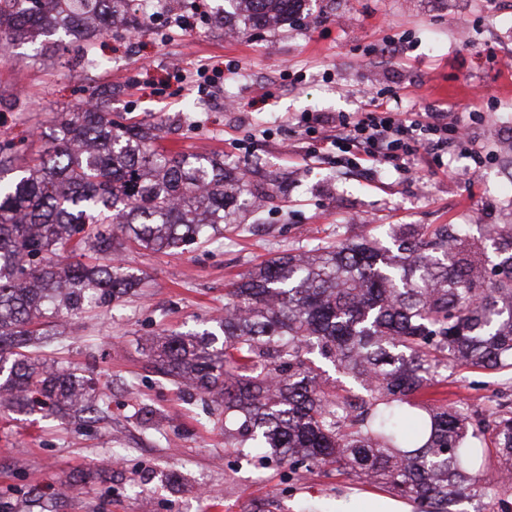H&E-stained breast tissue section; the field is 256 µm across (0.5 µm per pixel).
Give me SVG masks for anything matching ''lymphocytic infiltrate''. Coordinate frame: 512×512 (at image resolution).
Masks as SVG:
<instances>
[{
	"instance_id": "lymphocytic-infiltrate-1",
	"label": "lymphocytic infiltrate",
	"mask_w": 512,
	"mask_h": 512,
	"mask_svg": "<svg viewBox=\"0 0 512 512\" xmlns=\"http://www.w3.org/2000/svg\"><path fill=\"white\" fill-rule=\"evenodd\" d=\"M306 133L346 164L404 169L420 153L443 166L449 145L464 131L446 112H396L377 103L360 112L338 113L317 126L307 125Z\"/></svg>"
}]
</instances>
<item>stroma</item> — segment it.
<instances>
[{"label":"stroma","mask_w":512,"mask_h":512,"mask_svg":"<svg viewBox=\"0 0 512 512\" xmlns=\"http://www.w3.org/2000/svg\"><path fill=\"white\" fill-rule=\"evenodd\" d=\"M223 5L157 0L134 36L97 39L99 66L42 43L0 49V150L42 154L43 132L102 92L115 120L159 123L165 148L247 166L262 200L193 251L128 247L121 260L142 278L134 295L47 318L62 340L34 356L93 373L107 410L86 425L0 407V512H359L392 497L332 467L238 466L223 412L156 374L144 346L222 317L226 288L277 256L399 228L512 224V72L500 68L512 59V0H305L299 20L236 33L215 19ZM173 14L189 31L165 27ZM228 63L212 105L183 91L200 66ZM366 89L397 112L457 114L469 136L447 172L424 154L408 173L306 155L303 115L361 111ZM440 390L473 414L512 407V374L463 371Z\"/></svg>","instance_id":"stroma-1"}]
</instances>
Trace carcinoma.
Listing matches in <instances>:
<instances>
[{
	"label": "carcinoma",
	"mask_w": 512,
	"mask_h": 512,
	"mask_svg": "<svg viewBox=\"0 0 512 512\" xmlns=\"http://www.w3.org/2000/svg\"><path fill=\"white\" fill-rule=\"evenodd\" d=\"M130 0H0V45L54 38L92 52L112 28H137ZM305 0H225L224 23L264 28ZM159 126L120 124L93 95L43 133L49 147L19 170L0 156V405L24 413L103 412L96 383L32 357L53 309L109 306L141 279L116 263L125 243L190 251L253 205L237 167L159 148ZM440 224L420 237L338 240L274 258L224 293V317L200 331L162 330L150 363L224 408L240 460L326 466L452 512L512 486V409L487 421L434 398L462 371L512 370V224ZM348 381L330 386L329 370ZM501 461L486 478V457Z\"/></svg>",
	"instance_id": "1"
}]
</instances>
